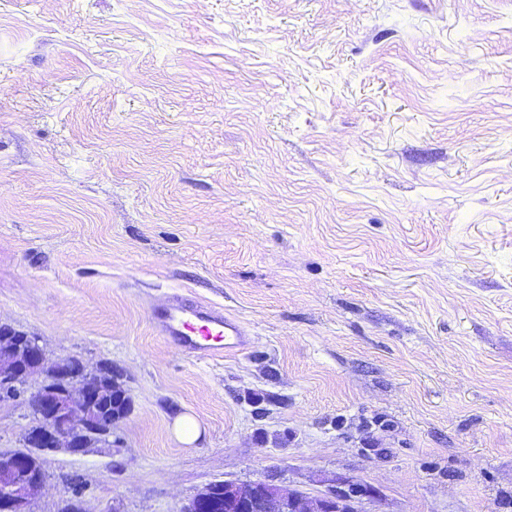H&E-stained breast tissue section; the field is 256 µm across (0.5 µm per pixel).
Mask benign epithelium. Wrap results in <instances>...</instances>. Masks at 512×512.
<instances>
[{"instance_id":"obj_1","label":"benign epithelium","mask_w":512,"mask_h":512,"mask_svg":"<svg viewBox=\"0 0 512 512\" xmlns=\"http://www.w3.org/2000/svg\"><path fill=\"white\" fill-rule=\"evenodd\" d=\"M62 361L48 363L43 345L35 336L22 334L0 339V404L27 391L29 405L39 424L27 430L20 449L0 450V512H22L36 498L43 482L27 480L30 451L83 454L94 445L117 446L112 432L97 423L104 405L98 383L100 368L84 363L62 372ZM375 497L367 485L342 479L325 492L307 495L284 492L275 479L267 477L241 485L226 481L209 484L196 493L180 512H366L364 501Z\"/></svg>"}]
</instances>
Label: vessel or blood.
<instances>
[{
  "label": "vessel or blood",
  "mask_w": 512,
  "mask_h": 512,
  "mask_svg": "<svg viewBox=\"0 0 512 512\" xmlns=\"http://www.w3.org/2000/svg\"><path fill=\"white\" fill-rule=\"evenodd\" d=\"M154 331L190 356L221 357L247 349L251 338L222 308L176 294L152 315Z\"/></svg>",
  "instance_id": "vessel-or-blood-1"
}]
</instances>
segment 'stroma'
Segmentation results:
<instances>
[{
  "label": "stroma",
  "mask_w": 512,
  "mask_h": 512,
  "mask_svg": "<svg viewBox=\"0 0 512 512\" xmlns=\"http://www.w3.org/2000/svg\"><path fill=\"white\" fill-rule=\"evenodd\" d=\"M175 292L250 351L157 336ZM0 323L132 400L31 512L270 475L512 512V0H0Z\"/></svg>",
  "instance_id": "stroma-1"
}]
</instances>
